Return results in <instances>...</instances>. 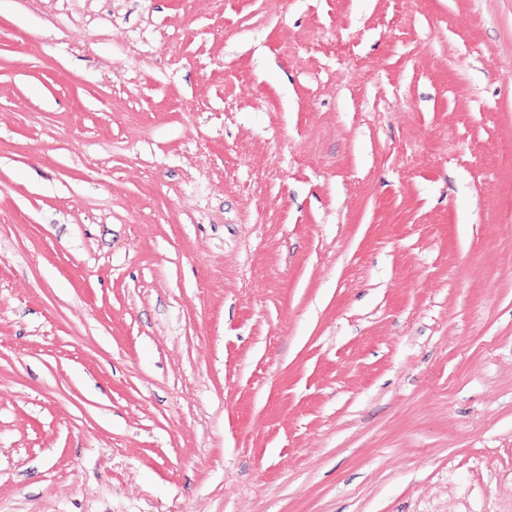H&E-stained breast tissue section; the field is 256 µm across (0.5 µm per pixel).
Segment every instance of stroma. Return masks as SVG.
<instances>
[{"mask_svg": "<svg viewBox=\"0 0 512 512\" xmlns=\"http://www.w3.org/2000/svg\"><path fill=\"white\" fill-rule=\"evenodd\" d=\"M0 512H512V0H0Z\"/></svg>", "mask_w": 512, "mask_h": 512, "instance_id": "35a3bbf8", "label": "stroma"}]
</instances>
